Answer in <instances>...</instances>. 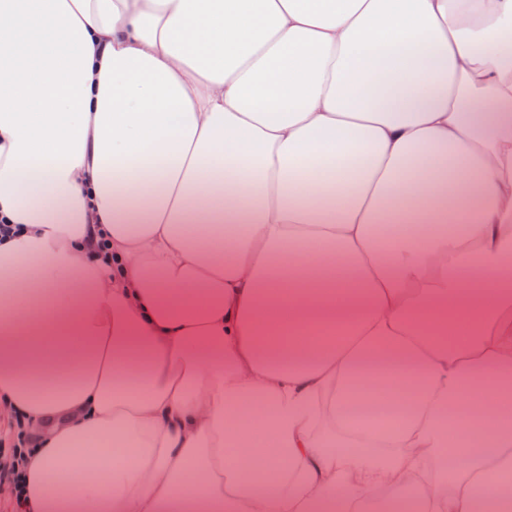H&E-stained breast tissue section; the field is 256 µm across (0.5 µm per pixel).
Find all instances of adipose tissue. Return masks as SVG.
Returning a JSON list of instances; mask_svg holds the SVG:
<instances>
[{
  "mask_svg": "<svg viewBox=\"0 0 512 512\" xmlns=\"http://www.w3.org/2000/svg\"><path fill=\"white\" fill-rule=\"evenodd\" d=\"M0 224L22 512H512V0H0Z\"/></svg>",
  "mask_w": 512,
  "mask_h": 512,
  "instance_id": "1",
  "label": "adipose tissue"
}]
</instances>
